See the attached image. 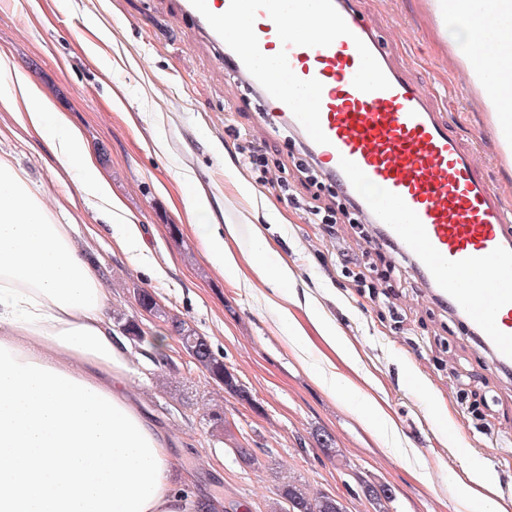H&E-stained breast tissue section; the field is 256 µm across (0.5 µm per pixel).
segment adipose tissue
Listing matches in <instances>:
<instances>
[{"label": "adipose tissue", "mask_w": 512, "mask_h": 512, "mask_svg": "<svg viewBox=\"0 0 512 512\" xmlns=\"http://www.w3.org/2000/svg\"><path fill=\"white\" fill-rule=\"evenodd\" d=\"M465 72L512 141V0H432ZM0 106L49 144L82 198L131 257L138 224L113 196L79 128L28 76L0 57ZM211 261L238 268L216 231L207 192L183 195ZM110 291L28 176L0 156V512H222L223 501L171 478L172 447L136 404L128 342L109 315Z\"/></svg>", "instance_id": "adipose-tissue-1"}]
</instances>
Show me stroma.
Here are the masks:
<instances>
[{
    "mask_svg": "<svg viewBox=\"0 0 512 512\" xmlns=\"http://www.w3.org/2000/svg\"><path fill=\"white\" fill-rule=\"evenodd\" d=\"M357 9L394 66L432 89L430 106L473 154L476 176L512 200V160L429 0H358ZM103 20L100 55L84 39ZM0 55L69 113L141 228L146 250L134 260L98 225L94 204L72 207L76 186L53 150L0 110V156L25 170L70 224L111 292L112 317L137 320L149 337L168 333L134 294L152 291L170 315L209 339L251 394L246 402L212 381L177 337L164 364L131 347V390L182 445L175 472L190 473L225 504H250V512H269L281 475L309 494L338 497L346 512H374L362 492L367 481L391 489L386 512H486L459 495L457 479L472 463L512 498V380L419 287L404 258L369 245L370 225L342 208L340 187L307 158L296 134L260 125L265 104L226 75L177 0H0ZM117 87L127 93L123 112L112 108ZM252 144L263 149L268 179L246 159ZM186 174L207 189L213 223L235 225L228 245L240 258L237 274L212 265L187 224ZM241 179L252 196L240 193ZM328 209L335 223H317L316 212ZM256 224L293 270L290 309L309 329L306 361L293 356L272 292L250 265ZM313 311L361 347L363 370L385 394L396 433L357 418L359 394L318 384L315 370L333 353L309 328ZM218 407L228 432L207 421ZM320 433L332 436L335 455L320 449ZM241 445L252 448L258 468L238 458Z\"/></svg>",
    "mask_w": 512,
    "mask_h": 512,
    "instance_id": "35a3bbf8",
    "label": "stroma"
}]
</instances>
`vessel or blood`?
Returning <instances> with one entry per match:
<instances>
[{
	"mask_svg": "<svg viewBox=\"0 0 512 512\" xmlns=\"http://www.w3.org/2000/svg\"><path fill=\"white\" fill-rule=\"evenodd\" d=\"M351 30L327 47H283L274 22L259 11L255 33L262 53L286 51L293 72L322 85L320 122L329 139L305 137L291 110L265 96L268 117L302 134L326 176L345 192L374 186L378 196L359 211L375 237L411 265L420 285L456 315L504 375H512V205L474 173L473 160L428 103L423 88L391 63L384 44L361 23L353 0H333ZM182 14L207 36L225 70L250 88L257 80L190 0ZM363 41L391 83L363 92L353 85Z\"/></svg>",
	"mask_w": 512,
	"mask_h": 512,
	"instance_id": "1",
	"label": "vessel or blood"
}]
</instances>
